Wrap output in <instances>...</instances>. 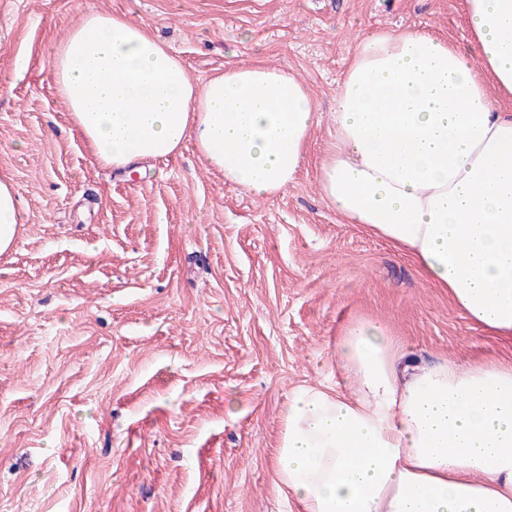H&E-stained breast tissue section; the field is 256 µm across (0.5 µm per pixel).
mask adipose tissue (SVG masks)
Returning <instances> with one entry per match:
<instances>
[{
  "instance_id": "obj_1",
  "label": "adipose tissue",
  "mask_w": 512,
  "mask_h": 512,
  "mask_svg": "<svg viewBox=\"0 0 512 512\" xmlns=\"http://www.w3.org/2000/svg\"><path fill=\"white\" fill-rule=\"evenodd\" d=\"M470 37L363 36L336 91L318 164L337 213L407 254L483 328L512 335V0H466ZM70 120L115 169L194 142L226 184L268 197L295 183L318 107L258 61L197 85L125 15L87 14L54 47ZM21 210L0 174V254ZM342 388L288 399L276 488L298 512H512V365L424 364L362 319L336 342Z\"/></svg>"
}]
</instances>
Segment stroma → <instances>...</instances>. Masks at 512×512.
Wrapping results in <instances>:
<instances>
[{"label":"stroma","mask_w":512,"mask_h":512,"mask_svg":"<svg viewBox=\"0 0 512 512\" xmlns=\"http://www.w3.org/2000/svg\"><path fill=\"white\" fill-rule=\"evenodd\" d=\"M91 11L124 13L201 83L258 55L300 76L319 121L296 182L254 196L190 143L143 175L101 164L49 66ZM381 29L464 42V0H0V173L25 214L0 254V512H289L288 398L344 383L357 319L427 363L512 364V340L321 192L338 83Z\"/></svg>","instance_id":"stroma-1"}]
</instances>
